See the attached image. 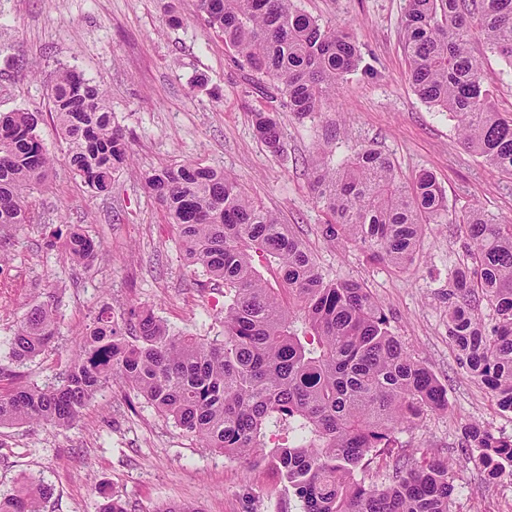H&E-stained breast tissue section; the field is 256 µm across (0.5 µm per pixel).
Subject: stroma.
<instances>
[{
	"label": "stroma",
	"instance_id": "stroma-1",
	"mask_svg": "<svg viewBox=\"0 0 512 512\" xmlns=\"http://www.w3.org/2000/svg\"><path fill=\"white\" fill-rule=\"evenodd\" d=\"M297 5L349 30L361 53L335 109L306 118L234 62L221 34L198 17L195 0H0V114L43 112L37 132L55 158L31 196L35 224L0 229L8 255L0 264V339L48 296L59 329L36 360L0 377V392L58 379L80 329L104 305L116 312L148 305L173 328L222 338L211 289L187 267L175 225L144 183L154 168L197 161L231 174L277 213L328 278L365 283L394 334L446 387L447 411L428 415L399 442L414 462L447 460L455 485L450 512H512V475L491 480L475 461L460 458L468 425L512 437V413L501 412L492 393L471 380L448 338L444 295L462 255L463 225H430L412 262L399 270L361 248L327 241L325 215L310 188L316 144H330L338 159L368 145L388 156L403 180L432 173L456 218L478 208L507 224L512 178L465 152L447 113L414 93L402 49L406 0ZM173 14L179 24H169ZM61 67L107 93L113 120L130 141L133 163L115 176L111 192L91 191L69 169L46 94ZM271 108L284 142L278 157L252 124L254 110ZM71 225L95 242L92 263L79 264L66 251L62 235ZM28 475L51 487L43 512H97L106 495L121 499L127 512H153L169 501L200 512H301L274 470L201 448L120 382L99 391L70 428L0 427V493Z\"/></svg>",
	"mask_w": 512,
	"mask_h": 512
}]
</instances>
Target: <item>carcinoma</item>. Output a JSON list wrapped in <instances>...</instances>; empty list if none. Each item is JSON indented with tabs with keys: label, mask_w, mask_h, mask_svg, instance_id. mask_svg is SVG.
<instances>
[{
	"label": "carcinoma",
	"mask_w": 512,
	"mask_h": 512,
	"mask_svg": "<svg viewBox=\"0 0 512 512\" xmlns=\"http://www.w3.org/2000/svg\"><path fill=\"white\" fill-rule=\"evenodd\" d=\"M236 63L277 87L299 117L335 106L361 62L353 36L305 14L295 0H196ZM512 69V0H407L404 51L414 92L456 122L466 151L512 177V115L498 112L473 44ZM52 117L71 172L96 193L129 164L123 129L100 87L69 69L48 85ZM40 113L0 115V226L35 222L31 191L54 156L36 133ZM254 127L282 151L275 114ZM313 192L328 219L322 235L357 245L403 268L430 224L467 225L462 260L448 290V338L470 377L512 413V224L473 209L457 220L435 177L407 183L381 152L360 146L334 162L318 147ZM144 182L177 226L187 265L221 285L220 341L171 330L150 307L101 308L86 325L70 368L55 383L0 395V427L68 428L118 376L165 419L228 458L270 464L302 512H450L448 462L393 458L390 483H366L373 456L390 455L398 434L448 409L444 385L392 332L383 306L362 283L328 279L278 216L246 195L235 177L189 161L151 170ZM65 248L79 263L96 245L77 228ZM273 263L279 287L258 265ZM492 311L482 315V309ZM57 309L33 304L3 342L11 362L41 355L58 333ZM480 450L491 477L512 471V437L478 424L464 430L462 455ZM48 484L21 481L0 512H41Z\"/></svg>",
	"instance_id": "1"
}]
</instances>
